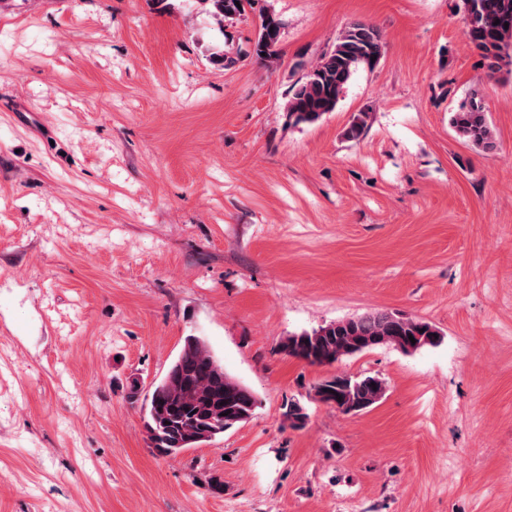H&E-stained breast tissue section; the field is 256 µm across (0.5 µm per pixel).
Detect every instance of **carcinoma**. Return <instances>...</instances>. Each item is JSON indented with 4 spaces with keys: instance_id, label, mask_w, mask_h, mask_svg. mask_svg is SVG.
Listing matches in <instances>:
<instances>
[{
    "instance_id": "1",
    "label": "carcinoma",
    "mask_w": 512,
    "mask_h": 512,
    "mask_svg": "<svg viewBox=\"0 0 512 512\" xmlns=\"http://www.w3.org/2000/svg\"><path fill=\"white\" fill-rule=\"evenodd\" d=\"M217 24L231 26L257 11L258 32L242 46L230 40L212 47L210 60L229 69L251 57L267 66L280 59L281 22L259 0H202ZM466 38L480 52L489 73L501 63H512V0H461ZM383 34L365 22L348 24L332 48L310 65L295 83L285 105L293 124H312L335 110L352 76L360 68L376 67L384 54ZM371 113L354 116L344 136L359 138L368 127ZM455 131L474 145L491 150L494 138L479 91L451 116ZM416 343H411V340ZM440 330L430 322L387 312L341 319L311 331L286 336L280 351L310 365H331L379 346L404 353L435 347ZM384 380L372 375L336 373L316 381L308 398L343 414L365 412L385 395ZM257 406L255 393L224 370L206 341L185 337L181 351L165 376L152 385L144 398L145 429L150 447L162 456H176L188 448L209 442L224 431L247 422ZM284 419L291 428L308 420L306 408L297 401L285 406Z\"/></svg>"
}]
</instances>
